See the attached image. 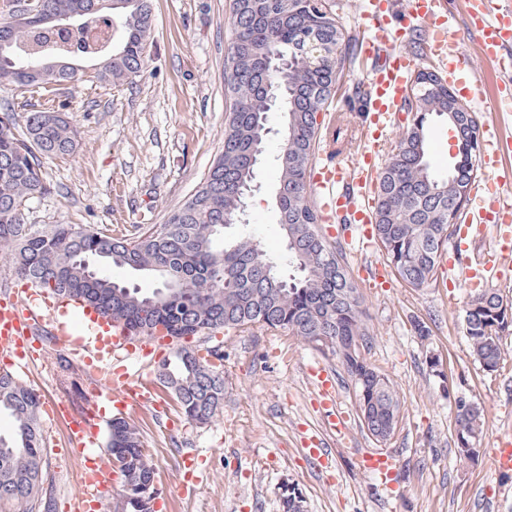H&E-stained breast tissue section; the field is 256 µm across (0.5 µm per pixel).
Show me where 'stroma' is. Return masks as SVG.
<instances>
[{
	"instance_id": "obj_1",
	"label": "stroma",
	"mask_w": 512,
	"mask_h": 512,
	"mask_svg": "<svg viewBox=\"0 0 512 512\" xmlns=\"http://www.w3.org/2000/svg\"><path fill=\"white\" fill-rule=\"evenodd\" d=\"M155 29L143 76L115 88L107 84L60 86L63 105L78 132V145L67 156L43 162L51 190L32 200L28 224H79L127 234L137 224L165 223L203 182L224 144V58L230 44L228 0H153ZM488 105L476 108L482 135L512 142V111H495L499 73L494 63L476 60ZM370 63L358 59L337 86L327 110L317 116L340 132L345 156L360 150L363 122L355 93ZM283 117L267 116L270 129L264 155L255 168V190L248 199L250 222L239 233L258 238L271 256L285 254L283 232L274 215L278 179L276 156ZM429 158L438 176L448 174L457 140L447 122L428 128ZM354 281L369 338L366 362L394 385L400 421L391 440L377 442L358 418L356 394L347 372L334 356L280 332H225L224 406L205 425L188 423L173 400L168 414L128 412L156 467L161 512H282L285 486H295L303 512H512V472L495 466L499 441L512 437V335L502 341L503 360L487 372L474 358L465 333L469 301L484 292L512 299V259H498L489 283L471 285L449 268L452 247H445L431 283L416 289L400 280L372 287L369 274L385 258L379 247L359 248L337 239ZM425 326L427 338L416 328ZM439 371H432L430 358ZM65 354L48 349L44 361L15 376L35 388L42 402L72 399L84 406L91 377L78 360L71 373L58 374ZM320 360L336 377L337 401L347 412L350 434L334 443L333 467L318 469L306 458L305 434H325L326 420L315 405L316 391L307 373ZM464 396L483 410V427L474 461L460 460L452 397ZM49 443L44 459L42 495L52 512L78 494L79 460L70 450L64 420L42 415ZM398 455L397 489L377 487L357 466L368 451ZM196 457L207 478L193 495L182 491V459Z\"/></svg>"
}]
</instances>
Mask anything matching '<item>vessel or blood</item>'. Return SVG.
I'll use <instances>...</instances> for the list:
<instances>
[{"instance_id": "b4317fda", "label": "vessel or blood", "mask_w": 512, "mask_h": 512, "mask_svg": "<svg viewBox=\"0 0 512 512\" xmlns=\"http://www.w3.org/2000/svg\"><path fill=\"white\" fill-rule=\"evenodd\" d=\"M467 31L473 37L483 60L498 61L502 104L512 103V61L504 62L503 52L512 46V0H465ZM394 0H362L361 17L365 36L361 52L372 58L375 66L368 77L370 94L366 100L364 135L367 148L355 161L312 167L308 191L319 202L324 222L338 215H349L352 232L364 246L373 242L374 222L369 195L378 173L379 147L393 126V115L406 97L413 71V61L405 53L403 42L409 31L422 29L424 50L446 62L445 80L456 94L478 105L485 101V86L475 74L470 55L460 48L450 32V20L444 0H409L399 27H392ZM484 206L468 215L458 228L459 238H466L471 225L494 224L500 227L501 256L512 255V193L487 186ZM54 336L58 348L78 357L91 367L93 395L84 420L73 424L68 439L83 465L79 472L80 492L70 502V512H101L103 498L116 484L117 474L99 452L101 445L100 407L109 403L118 411L149 406L155 402V389L143 372L121 368L101 372L104 357L126 352L141 359L155 358L167 344L165 333L137 339L119 324L100 319L94 310H75L53 302L47 293L35 288L0 297V356L9 358L12 367L24 369L45 352L36 347L34 337L41 330ZM317 398L326 411L331 431L343 434L348 415L336 403V384L331 372L311 368ZM359 465L383 488L395 485L399 478L397 458L387 452L361 455Z\"/></svg>"}]
</instances>
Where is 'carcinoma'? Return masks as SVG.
<instances>
[{"mask_svg":"<svg viewBox=\"0 0 512 512\" xmlns=\"http://www.w3.org/2000/svg\"><path fill=\"white\" fill-rule=\"evenodd\" d=\"M21 0H0V81L21 97L38 95L44 103L30 110L22 132L14 113L0 114V248L13 252L17 279L44 288L60 299L80 301L127 328L135 337L150 336L157 326L175 339L215 336L221 331H279L316 349L329 336L354 383L361 423L388 435L396 428L399 401L390 380L359 355L354 342L369 331L357 288L335 244L321 232L320 216L307 190L320 128L317 114L327 105L326 89L336 70L356 61L342 25L326 0H229L232 42L224 59L226 93L224 146L194 192L166 223L147 225L133 237L112 236L107 229L71 224H25L22 211L50 191L43 159L72 153L77 131L54 105L57 86L105 83L119 87L141 76L154 31L151 0H31V10L76 15L68 28L42 21L20 24ZM326 44V52L314 44ZM66 55L73 65L47 69L38 61L44 50ZM288 57V70L274 75L269 57ZM422 90L407 104L410 125L398 132L377 178L374 234L397 277L412 288L429 285L441 251L464 213L457 185L476 167L480 141L469 138L466 113H456L462 136L458 158L439 178L429 161L427 127L433 117L453 124L457 98L444 78L418 74ZM285 115L277 156V223L286 242L285 261L267 255L251 235H226L222 225L241 215L247 188L254 180L255 150L265 147L267 114ZM158 278L161 286L146 294L112 280V267ZM472 353L487 372L502 361V337L512 331V303L496 292L470 301L465 310ZM207 357L183 345L174 359L159 364L156 385L176 402L186 420L206 424L224 403L221 349ZM40 396L9 372H0V412L13 430L0 436V512H34L42 501L46 441L40 423ZM482 410L474 406L455 415L457 448L462 460L477 455ZM108 462L120 476L122 512L142 510L139 499L154 493V464L138 429L115 414L107 422Z\"/></svg>","mask_w":512,"mask_h":512,"instance_id":"obj_1","label":"carcinoma"}]
</instances>
